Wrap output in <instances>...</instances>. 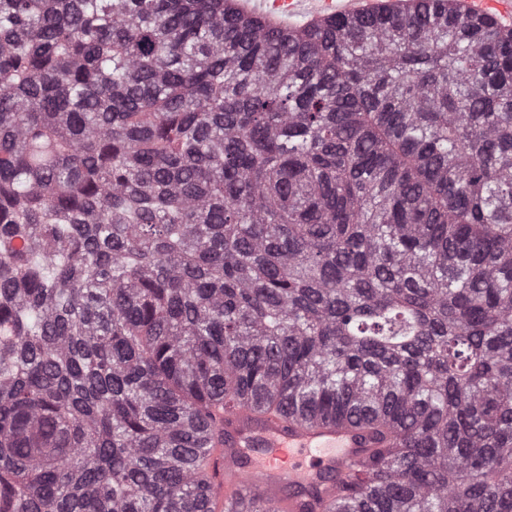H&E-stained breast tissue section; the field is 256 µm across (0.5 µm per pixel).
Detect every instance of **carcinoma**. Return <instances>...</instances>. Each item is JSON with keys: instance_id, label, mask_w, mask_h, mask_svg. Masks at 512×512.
Masks as SVG:
<instances>
[{"instance_id": "cac0c4a2", "label": "carcinoma", "mask_w": 512, "mask_h": 512, "mask_svg": "<svg viewBox=\"0 0 512 512\" xmlns=\"http://www.w3.org/2000/svg\"><path fill=\"white\" fill-rule=\"evenodd\" d=\"M243 403L364 444L307 512H512V31L0 0V512H215Z\"/></svg>"}]
</instances>
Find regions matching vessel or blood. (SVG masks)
<instances>
[{
    "label": "vessel or blood",
    "mask_w": 512,
    "mask_h": 512,
    "mask_svg": "<svg viewBox=\"0 0 512 512\" xmlns=\"http://www.w3.org/2000/svg\"><path fill=\"white\" fill-rule=\"evenodd\" d=\"M409 0H241V6L278 24L308 23L352 15L382 5L402 7ZM464 11L493 18L512 28V0H461ZM231 453L218 457V474L210 490L217 506L235 507L256 495L271 498L277 512H297L299 502L286 487L311 482L320 472L348 474L357 460L358 443L349 428L332 424L305 426L289 420L256 421L248 407L229 416ZM248 456L246 467L236 457Z\"/></svg>",
    "instance_id": "vessel-or-blood-1"
}]
</instances>
